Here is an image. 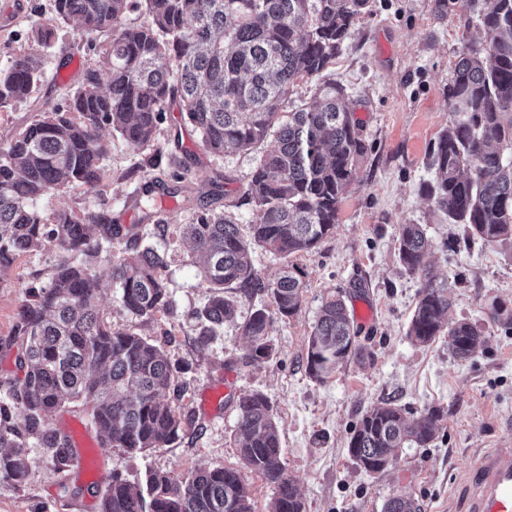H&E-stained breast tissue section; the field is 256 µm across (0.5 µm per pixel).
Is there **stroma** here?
<instances>
[{
	"label": "stroma",
	"mask_w": 512,
	"mask_h": 512,
	"mask_svg": "<svg viewBox=\"0 0 512 512\" xmlns=\"http://www.w3.org/2000/svg\"><path fill=\"white\" fill-rule=\"evenodd\" d=\"M486 0H373V14L346 41L329 77L341 83L367 147L340 207L334 234L312 251L284 259L256 249L253 261L269 281L284 265L298 269L306 284L300 313L275 321L270 359L253 361L242 325L258 308L270 307L266 292L239 288L232 319L208 344L187 313L207 301L201 260L182 237L181 225L209 205L240 227L253 219L242 204L260 152L221 156L207 152L184 125L177 109L166 112L148 149L133 151L104 131L105 177L98 191L73 187L39 199L45 216L103 214L122 227L109 251L129 255L151 248L166 261L164 275L173 307L145 319L119 305L112 265L97 268L99 308L119 330L160 346L178 368L187 390L176 402L187 421L179 437L162 448L132 454L106 449L99 467L86 472L55 470L43 448L30 444L34 472L24 487L0 478V512H99L113 476L143 483L151 471L184 473L195 468L238 470L250 487L254 512H269L274 488L244 463L234 440L237 401L264 393L280 427L287 473L306 512H382L397 496L414 499L422 512H460V483L479 448L512 446V330L493 323L489 306L512 304V242L466 241L463 225L443 220L422 192L435 176L428 152L448 125V82L465 45L482 47L480 19ZM55 16L54 0H0V66L15 54L43 53L48 75L31 98L0 109V151L37 115L65 106L86 69L104 70L109 33L80 34L77 25L56 26L53 48L40 50L30 31L34 20ZM161 183L153 209H144L145 179ZM167 221L157 230L154 219ZM420 224L433 242L426 259L428 278L447 281L454 305L451 319L479 326L485 343L460 360L447 338L429 345L407 335L422 278L405 272L398 257V228ZM66 251L54 243L20 254L0 274V343L14 329L27 286L48 284ZM343 290L347 303L371 301L373 321L355 324L363 355L338 366L325 381L305 371L307 339L321 302ZM385 401L413 418L431 406L442 408L438 438L431 448L400 449L385 471L369 473L348 451L350 435L367 409ZM52 427L71 435L87 455L100 438L90 405L75 402L52 413ZM82 492L71 496L69 488Z\"/></svg>",
	"instance_id": "stroma-1"
}]
</instances>
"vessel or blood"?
Wrapping results in <instances>:
<instances>
[{"label": "vessel or blood", "mask_w": 512, "mask_h": 512, "mask_svg": "<svg viewBox=\"0 0 512 512\" xmlns=\"http://www.w3.org/2000/svg\"><path fill=\"white\" fill-rule=\"evenodd\" d=\"M462 484L468 512H512V448H491L475 454Z\"/></svg>", "instance_id": "b4317fda"}]
</instances>
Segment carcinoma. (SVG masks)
I'll return each mask as SVG.
<instances>
[{"label": "carcinoma", "mask_w": 512, "mask_h": 512, "mask_svg": "<svg viewBox=\"0 0 512 512\" xmlns=\"http://www.w3.org/2000/svg\"><path fill=\"white\" fill-rule=\"evenodd\" d=\"M148 25L124 23L127 0H54L56 20L87 33L109 30L104 55L109 80L89 69L68 104L26 126L0 155V273L21 253L55 242L68 252L50 283L28 293L10 344L18 346L23 372L0 398V476L24 486L32 473L27 448L36 441L54 468L75 461L71 436L51 427L49 414L69 403L91 405L101 444L130 453L162 448L179 436L183 418L161 399L174 374L161 348L135 333L113 329L99 312L96 270L104 246L121 234L117 224L59 212L47 219L33 203L70 187L96 191L106 129L135 151L154 141L165 108L178 104L184 119L213 153L246 150L276 133L250 176L247 199L254 219L249 235L228 216L206 208L183 233L204 260L207 304L191 314L199 341L236 308L224 289L263 288L273 311L254 310L243 325L253 360L270 358L275 319L296 316L303 281L290 267L266 284L252 254L259 247L283 258L307 252L327 239L339 205L365 154L359 125L344 89L322 85L310 105L284 111L291 88L336 64L344 41L371 14L372 0H144ZM484 45L460 54L448 84V128L433 145L435 178L424 183L450 224L484 243L512 241V0H489L482 17ZM39 45L51 46L54 28L31 27ZM44 59L21 53L0 67V108L26 100L44 81ZM398 256L413 275L426 274L431 243L420 224H402ZM165 262L145 248L112 256L120 306L150 318L172 308ZM453 305L448 283L426 280L407 336L418 344L448 337V350L466 359L483 332L461 319L447 322ZM492 320L512 326L505 303ZM341 293L327 296L307 340L305 370L316 381L360 352ZM443 411L426 409L409 420L385 403L368 410L354 428L353 458L365 467L396 457L407 445L429 448L438 438ZM236 434L245 464L274 486L270 512H305L282 455L279 425L268 398L254 392L237 402ZM99 512H253L249 486L230 468L184 474L153 472L145 488L115 476ZM384 512H420L404 498Z\"/></svg>", "instance_id": "carcinoma-1"}]
</instances>
